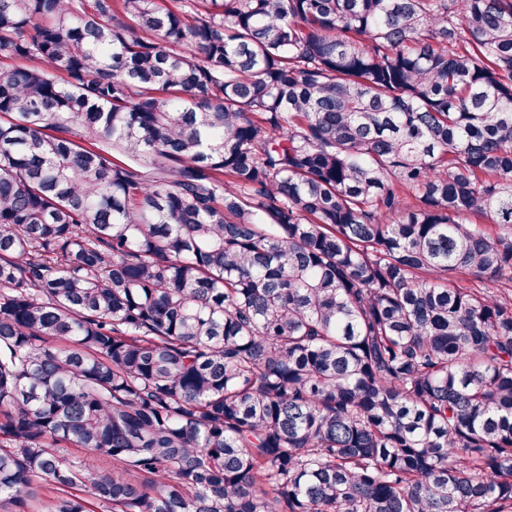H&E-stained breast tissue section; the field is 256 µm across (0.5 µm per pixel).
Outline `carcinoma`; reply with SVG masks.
Listing matches in <instances>:
<instances>
[{"label": "carcinoma", "mask_w": 512, "mask_h": 512, "mask_svg": "<svg viewBox=\"0 0 512 512\" xmlns=\"http://www.w3.org/2000/svg\"><path fill=\"white\" fill-rule=\"evenodd\" d=\"M0 499L512 512V0H0Z\"/></svg>", "instance_id": "cac0c4a2"}]
</instances>
